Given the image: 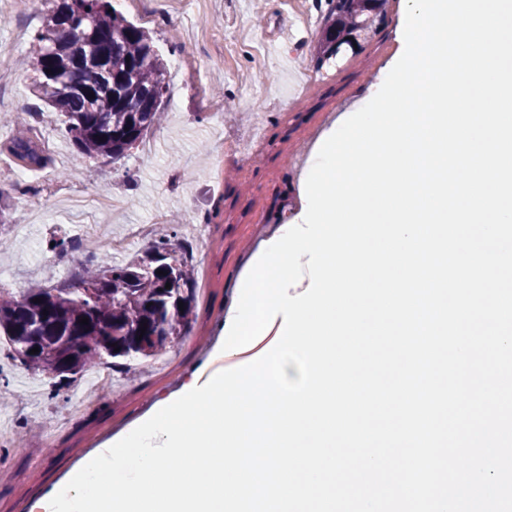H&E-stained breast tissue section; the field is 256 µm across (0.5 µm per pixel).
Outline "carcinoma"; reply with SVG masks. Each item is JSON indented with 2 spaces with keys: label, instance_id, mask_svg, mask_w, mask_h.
Returning a JSON list of instances; mask_svg holds the SVG:
<instances>
[{
  "label": "carcinoma",
  "instance_id": "1",
  "mask_svg": "<svg viewBox=\"0 0 512 512\" xmlns=\"http://www.w3.org/2000/svg\"><path fill=\"white\" fill-rule=\"evenodd\" d=\"M327 2L318 69L352 33L371 29L370 13L382 0ZM53 13L68 18L45 19L34 36L39 77L33 91L60 113L85 164L127 157L159 122L167 94L166 64L153 37L112 9L111 0H59ZM32 143L26 131L13 139L21 160L40 165L46 157ZM83 254L73 288H31L19 300L0 290V339L11 360L34 373L53 366L62 383L96 365L126 371L128 362L154 359L186 335L196 266L177 225L125 264L102 263L96 250ZM84 317L89 324H80Z\"/></svg>",
  "mask_w": 512,
  "mask_h": 512
}]
</instances>
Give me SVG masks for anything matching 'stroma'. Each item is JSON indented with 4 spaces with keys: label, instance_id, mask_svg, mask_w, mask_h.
Listing matches in <instances>:
<instances>
[{
    "label": "stroma",
    "instance_id": "stroma-1",
    "mask_svg": "<svg viewBox=\"0 0 512 512\" xmlns=\"http://www.w3.org/2000/svg\"><path fill=\"white\" fill-rule=\"evenodd\" d=\"M57 0H0V187L15 182L22 160L12 151L15 113L30 115L33 140L47 163L28 170L30 190L9 200L0 223V289L56 287L80 262L46 249L53 233L74 235L86 224L125 236L156 217L179 224L192 216L185 238L209 279L196 301L189 333L168 353L127 372L86 400L91 377L59 393L51 381L10 360L0 361V512H48L56 491L88 458L148 412L175 398L193 365L209 361L220 344L224 305L236 291L260 243L296 216L304 159L337 117L354 111L401 45L395 29L400 0H386L374 25L353 45L316 69V34L305 33L286 0H112L128 20L153 36L167 67L169 102L147 132L153 155L95 161V179L65 136L58 117L33 97L28 61L33 36ZM118 193L116 212L75 211L71 195ZM184 223V222H183ZM26 232H18V225ZM74 415H67L69 406Z\"/></svg>",
    "mask_w": 512,
    "mask_h": 512
}]
</instances>
